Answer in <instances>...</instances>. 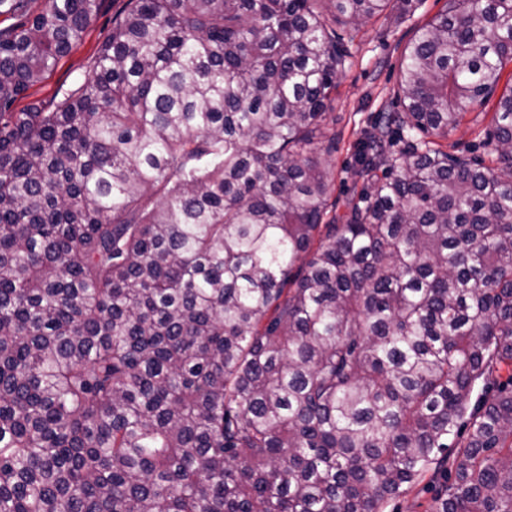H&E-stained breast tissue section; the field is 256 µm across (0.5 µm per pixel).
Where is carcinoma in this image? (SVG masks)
<instances>
[{
    "label": "carcinoma",
    "instance_id": "obj_1",
    "mask_svg": "<svg viewBox=\"0 0 512 512\" xmlns=\"http://www.w3.org/2000/svg\"><path fill=\"white\" fill-rule=\"evenodd\" d=\"M0 0V512H512V86L448 137L512 0L405 48L327 217L338 29L391 0H126L54 108L15 104L98 0ZM512 77V63L505 64L502 77L496 91L483 104L474 103L464 114V117L455 128L448 129L447 139L441 142L448 145V153L465 155L485 160L489 164V156L493 151V144H489V134L492 131L491 119L496 112L501 94L510 86ZM439 484L421 483L407 493L389 500L386 512H426L432 504V498Z\"/></svg>",
    "mask_w": 512,
    "mask_h": 512
}]
</instances>
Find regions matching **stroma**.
<instances>
[{
    "label": "stroma",
    "instance_id": "1",
    "mask_svg": "<svg viewBox=\"0 0 512 512\" xmlns=\"http://www.w3.org/2000/svg\"><path fill=\"white\" fill-rule=\"evenodd\" d=\"M445 3L446 0H424L422 6L410 15L402 11L398 0H392L379 19L356 32L354 57L351 65L338 75L336 93L329 107L332 121L324 130L325 136L336 139V150L331 156L334 168L331 198L336 203L337 212H344L346 202L357 197L361 189L360 182L354 177L357 167L354 143L384 113L400 111L395 91L404 48L415 29L431 20ZM117 8L116 0H100L98 15L84 32L80 44L29 89L28 101L53 107L62 92L85 71L111 29L112 15ZM497 104L498 99L493 96L469 107L460 123L448 131L449 153L483 160L489 158L493 150L489 142L491 119Z\"/></svg>",
    "mask_w": 512,
    "mask_h": 512
}]
</instances>
